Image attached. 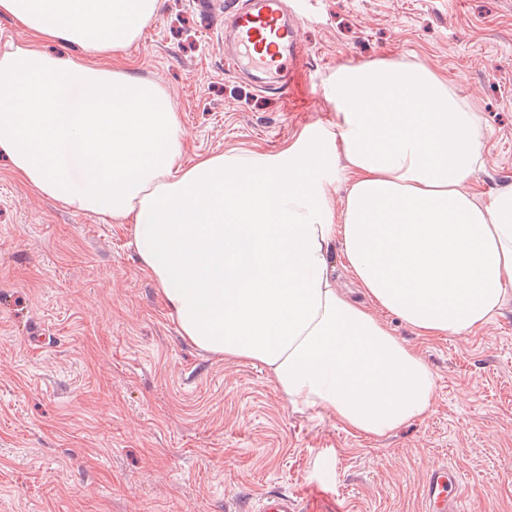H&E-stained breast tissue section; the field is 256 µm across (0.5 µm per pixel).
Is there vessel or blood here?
<instances>
[{
  "mask_svg": "<svg viewBox=\"0 0 512 512\" xmlns=\"http://www.w3.org/2000/svg\"><path fill=\"white\" fill-rule=\"evenodd\" d=\"M235 68L264 73V89L288 85L289 64L301 42L298 22L288 19L287 0H225ZM462 480L448 464L434 465L423 486V512H461ZM256 512H300L297 499L279 492L258 501Z\"/></svg>",
  "mask_w": 512,
  "mask_h": 512,
  "instance_id": "1",
  "label": "vessel or blood"
}]
</instances>
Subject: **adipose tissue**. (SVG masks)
<instances>
[{
  "instance_id": "1",
  "label": "adipose tissue",
  "mask_w": 512,
  "mask_h": 512,
  "mask_svg": "<svg viewBox=\"0 0 512 512\" xmlns=\"http://www.w3.org/2000/svg\"><path fill=\"white\" fill-rule=\"evenodd\" d=\"M161 2L0 0L29 37L0 53V153L37 193L131 225L181 336L260 365L294 409L366 438L423 417L433 374L381 313L421 336L466 335L512 289V185L473 184L477 113L427 66L378 60L337 69L331 127L274 154L185 160L170 94L97 63L135 44ZM46 40L85 57L51 56ZM338 261L366 304L338 288Z\"/></svg>"
}]
</instances>
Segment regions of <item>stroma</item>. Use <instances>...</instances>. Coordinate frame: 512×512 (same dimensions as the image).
<instances>
[{
  "instance_id": "1",
  "label": "stroma",
  "mask_w": 512,
  "mask_h": 512,
  "mask_svg": "<svg viewBox=\"0 0 512 512\" xmlns=\"http://www.w3.org/2000/svg\"><path fill=\"white\" fill-rule=\"evenodd\" d=\"M295 87L224 66V26L165 0L123 56L172 96L190 154L279 151L331 125L336 69L380 59L447 77L483 117L484 193L512 184V0H310ZM130 228L39 195L0 155V512H232L265 492L302 512H421L430 468L471 512H512V294L483 328L394 336L435 379L428 414L368 440L298 411L268 374L189 344Z\"/></svg>"
}]
</instances>
